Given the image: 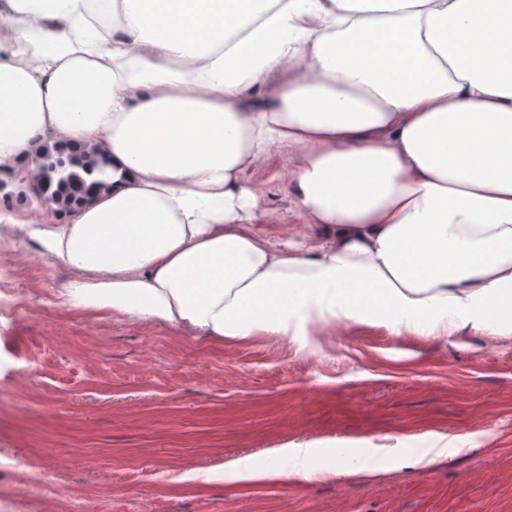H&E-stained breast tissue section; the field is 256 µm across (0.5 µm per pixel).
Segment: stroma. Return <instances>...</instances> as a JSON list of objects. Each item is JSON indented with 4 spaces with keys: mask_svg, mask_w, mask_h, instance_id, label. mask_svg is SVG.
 Returning a JSON list of instances; mask_svg holds the SVG:
<instances>
[{
    "mask_svg": "<svg viewBox=\"0 0 512 512\" xmlns=\"http://www.w3.org/2000/svg\"><path fill=\"white\" fill-rule=\"evenodd\" d=\"M297 153L251 168L266 218L293 240ZM0 263L27 315L0 309V512H512V335L419 336L315 321L208 342L61 305L70 273L16 219L64 223L0 168ZM296 448L365 478L226 481L225 466ZM429 458L412 467L411 454ZM51 475L32 495L9 457Z\"/></svg>",
    "mask_w": 512,
    "mask_h": 512,
    "instance_id": "35a3bbf8",
    "label": "stroma"
}]
</instances>
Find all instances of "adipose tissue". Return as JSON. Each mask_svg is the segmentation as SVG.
I'll return each instance as SVG.
<instances>
[{
  "mask_svg": "<svg viewBox=\"0 0 512 512\" xmlns=\"http://www.w3.org/2000/svg\"><path fill=\"white\" fill-rule=\"evenodd\" d=\"M57 140L112 173L30 230L63 304L206 341L512 333V0H0V165ZM275 148L320 245L254 229ZM294 455L239 472L327 475Z\"/></svg>",
  "mask_w": 512,
  "mask_h": 512,
  "instance_id": "1",
  "label": "adipose tissue"
}]
</instances>
